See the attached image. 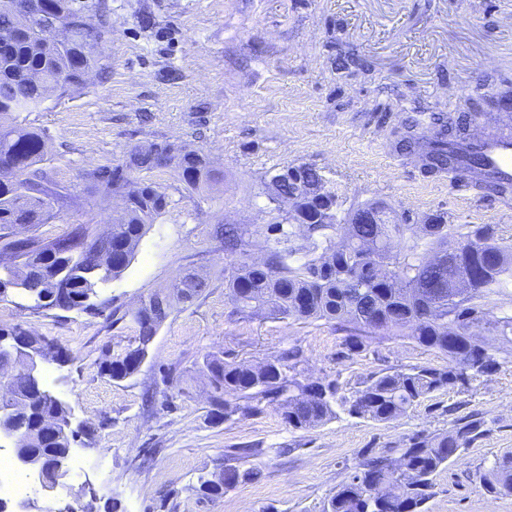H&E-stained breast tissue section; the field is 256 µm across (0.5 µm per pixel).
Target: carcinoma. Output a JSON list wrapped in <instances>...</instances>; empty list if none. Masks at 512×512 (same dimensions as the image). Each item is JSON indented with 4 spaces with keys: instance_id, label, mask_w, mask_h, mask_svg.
Here are the masks:
<instances>
[{
    "instance_id": "carcinoma-1",
    "label": "carcinoma",
    "mask_w": 512,
    "mask_h": 512,
    "mask_svg": "<svg viewBox=\"0 0 512 512\" xmlns=\"http://www.w3.org/2000/svg\"><path fill=\"white\" fill-rule=\"evenodd\" d=\"M33 7L34 0H0L1 231L16 224L47 223L54 218L55 204L66 198L39 167L44 156L42 135L19 122L16 113L31 112L50 97L83 84L86 73L97 65L87 48L105 42L112 33L108 7L100 0L91 5L83 0H44L43 23L65 21L61 40L30 34ZM430 120L435 138L423 141L418 122L408 120L395 131L393 148L401 155L417 156L424 175L440 176L456 168L448 144L467 139L472 113L433 112ZM133 152L132 168L101 166L87 174L96 191L117 187L126 196L125 209L110 221L108 247L124 261L107 268L108 278L95 282L87 276L98 245L87 226L75 224L49 240L1 234L0 249L15 260L11 266L0 265L1 286L27 297L39 309L41 301L52 300L63 279L67 307L91 314L108 307L110 301L100 299V287L128 268L139 242L169 205L167 193L146 174L172 168L190 190L208 187L218 176L200 149L165 141L139 144ZM23 172L27 177L21 179L18 174ZM374 208L380 204L347 210L334 224H304L299 236L281 224L268 225L275 246L263 264L230 267L224 271V288L245 315L268 312L356 328L368 321L374 324V333L406 330L419 345L448 357V365L381 371L346 397L334 380L301 382L289 374L301 357L295 348L259 364L230 362L222 353H210L203 359L202 372L211 388V420L258 412L268 400L278 404L284 423L295 430L321 426L341 411L390 423L429 395L464 387L472 378L498 369L496 341L512 336V316L489 315L481 300L501 292L512 279V247L499 242L490 224H449L442 213L426 215L420 225L395 212L380 224L351 223ZM214 235L224 244V252L233 255L243 246L245 231L235 224H221ZM301 252L304 261L291 264L290 258ZM448 252L451 257L444 267L431 265L433 255ZM49 253L59 256V263L46 262ZM366 266L372 273H364ZM205 286L199 273L184 275L171 285L177 293L164 309L159 299L166 298V292L151 293L152 305L132 313L139 327L136 346L107 356L100 363L101 372L116 381L131 376L137 368L133 356L147 353L172 310L198 298ZM472 327L492 337L474 336ZM0 336V349L13 354L14 362V374L0 387V402H19L24 447L49 457L65 454L75 438L66 428L69 406L47 390L33 393L23 372L29 358L38 356L40 347L51 346L50 341L20 324H0ZM483 433L481 419L470 415L458 419L448 433L409 436L397 457L386 451L365 457L323 502L321 512H426L438 471ZM261 454L262 449L254 446L233 449L224 464L198 478V495L215 500L226 489L259 481L261 471L244 468L241 461ZM481 481L491 493H512V453L495 462Z\"/></svg>"
}]
</instances>
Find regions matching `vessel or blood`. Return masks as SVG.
<instances>
[{
  "label": "vessel or blood",
  "instance_id": "vessel-or-blood-1",
  "mask_svg": "<svg viewBox=\"0 0 512 512\" xmlns=\"http://www.w3.org/2000/svg\"><path fill=\"white\" fill-rule=\"evenodd\" d=\"M498 122L496 133L457 145L454 151L459 169L475 166L496 181L512 182V113H500Z\"/></svg>",
  "mask_w": 512,
  "mask_h": 512
}]
</instances>
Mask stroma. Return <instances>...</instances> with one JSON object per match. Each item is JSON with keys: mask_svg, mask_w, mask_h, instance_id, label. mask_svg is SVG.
Returning <instances> with one entry per match:
<instances>
[{"mask_svg": "<svg viewBox=\"0 0 512 512\" xmlns=\"http://www.w3.org/2000/svg\"><path fill=\"white\" fill-rule=\"evenodd\" d=\"M112 34L99 45L102 70L20 121L42 132V166L68 193L57 215L16 236L52 238L68 225L109 230L116 205L95 193L87 174L117 165L145 142L200 148L220 180L189 192L170 169L153 172L170 203L142 238L128 269L106 294L114 317L30 308L0 301V324H22L70 351L66 363L41 364L46 389L68 402L77 434L72 455L85 466L56 493L64 506L84 486L92 512H320L323 501L362 456L399 446L416 432L453 429L473 415L485 433L435 477L427 512H512V495L486 492L480 476L512 451V344L498 370L464 389L431 394L400 419L377 423L340 415L294 430L275 405L212 422L207 416L206 354L257 364L297 348L299 380L336 381L352 394L384 369L446 366V358L405 332L364 334L351 351L346 330L323 320L238 313L224 288L232 260L212 231L235 224L245 249L263 258L273 238L264 180L289 165L318 170L343 208L379 202L413 218L444 213L452 224L493 225L512 245V210L448 177L424 176L415 159L394 152V132L409 116L432 128L429 113L472 112L480 97L512 83V0H107ZM206 278L203 293L178 305L158 330L135 376L101 374L106 355L127 350L141 298L188 269ZM254 444L263 476L223 498L201 499L199 475L230 449Z\"/></svg>", "mask_w": 512, "mask_h": 512, "instance_id": "stroma-1", "label": "stroma"}]
</instances>
